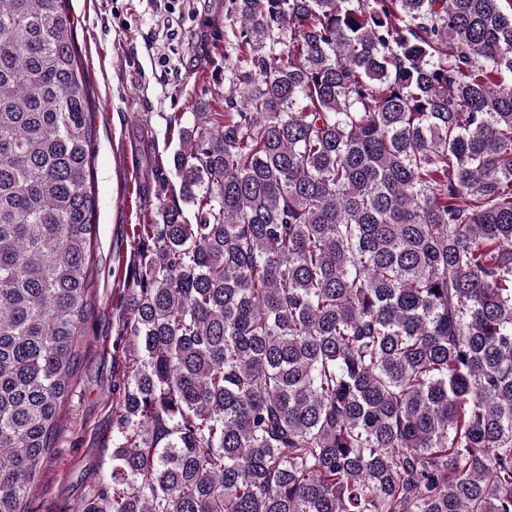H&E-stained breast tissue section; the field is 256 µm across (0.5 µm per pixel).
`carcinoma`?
Here are the masks:
<instances>
[{
  "instance_id": "1",
  "label": "carcinoma",
  "mask_w": 512,
  "mask_h": 512,
  "mask_svg": "<svg viewBox=\"0 0 512 512\" xmlns=\"http://www.w3.org/2000/svg\"><path fill=\"white\" fill-rule=\"evenodd\" d=\"M67 3L0 0V512L88 304ZM225 11L224 111L138 227L111 481L76 512H512V0Z\"/></svg>"
}]
</instances>
